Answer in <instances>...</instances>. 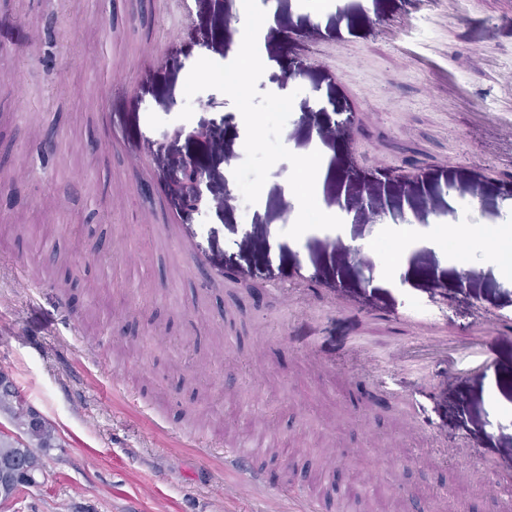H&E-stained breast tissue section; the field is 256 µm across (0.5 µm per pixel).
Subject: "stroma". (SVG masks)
<instances>
[{"label":"stroma","instance_id":"1","mask_svg":"<svg viewBox=\"0 0 512 512\" xmlns=\"http://www.w3.org/2000/svg\"><path fill=\"white\" fill-rule=\"evenodd\" d=\"M245 6L269 21L265 56L299 73L287 112L265 81L230 97L194 77L229 61ZM37 35L55 45L27 58ZM3 94L6 165L32 176L0 185V369L57 440L44 482L0 512H289L317 472L320 512H341L348 478L350 512H512V409L492 403L512 398V277L480 249L462 276L422 246L411 287L385 286L376 258L385 224L512 216V0H9ZM321 143L334 177L301 210L293 160ZM189 156L211 175L192 214L168 189ZM335 206L351 225L319 231ZM298 221L313 230L291 247ZM277 439L294 455L272 487L230 493L225 449Z\"/></svg>","mask_w":512,"mask_h":512}]
</instances>
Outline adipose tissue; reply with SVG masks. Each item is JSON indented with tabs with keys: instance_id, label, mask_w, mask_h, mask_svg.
Segmentation results:
<instances>
[{
	"instance_id": "obj_1",
	"label": "adipose tissue",
	"mask_w": 512,
	"mask_h": 512,
	"mask_svg": "<svg viewBox=\"0 0 512 512\" xmlns=\"http://www.w3.org/2000/svg\"><path fill=\"white\" fill-rule=\"evenodd\" d=\"M241 23L245 36L235 46L236 57L247 60L244 68H235L233 78L226 82V94H236L239 88L250 83L255 74H262L271 86H278L282 72L273 64L264 65L261 72H254L249 63L257 52L256 36L263 24L254 19L250 12H242ZM388 248L379 252L378 264L381 270V282L385 285L402 284L408 276L407 258L419 246L438 247L443 242H452L449 255L458 271H466L469 265V253L472 246H479L485 260L497 270L512 274V224H496L480 229L470 224H434L426 230L415 225L403 224L390 226L387 233Z\"/></svg>"
}]
</instances>
